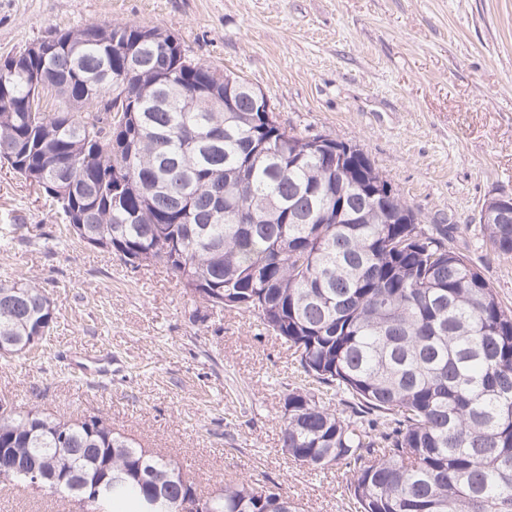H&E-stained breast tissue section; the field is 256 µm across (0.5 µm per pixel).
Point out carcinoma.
<instances>
[{
    "label": "carcinoma",
    "instance_id": "1",
    "mask_svg": "<svg viewBox=\"0 0 512 512\" xmlns=\"http://www.w3.org/2000/svg\"><path fill=\"white\" fill-rule=\"evenodd\" d=\"M112 29L116 44L97 40ZM152 42L144 41L147 35ZM58 49L0 85V162L51 198L76 237L135 268L153 256L206 303L254 313L298 355L319 393L284 398L282 448L323 471L353 467L357 512H512V310L453 247L447 229L401 224L368 188L383 175L362 151L290 132L246 79L189 58L156 27L95 22L55 33ZM148 70L125 100L92 115L46 110L28 76L74 100L111 99L123 49ZM221 82L224 104L196 100ZM64 180L63 202L52 185ZM90 224L79 223L86 206ZM512 256V219L482 224ZM56 320L39 286L0 280V348L18 355ZM332 394L339 401L326 402ZM0 448L79 479L106 459L123 472L88 512H177L197 496L180 468L99 419L31 409L0 415ZM205 512H297L253 482L205 497Z\"/></svg>",
    "mask_w": 512,
    "mask_h": 512
}]
</instances>
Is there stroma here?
<instances>
[{
  "label": "stroma",
  "mask_w": 512,
  "mask_h": 512,
  "mask_svg": "<svg viewBox=\"0 0 512 512\" xmlns=\"http://www.w3.org/2000/svg\"><path fill=\"white\" fill-rule=\"evenodd\" d=\"M89 22L170 32L261 89L286 129L357 145L426 224L457 225L454 247L512 307V259L473 222L512 196V0H0V56ZM0 279L45 288L57 317L46 340L0 358L16 410L104 420L204 495L249 480L300 512H354L347 468L282 451L284 398L304 384L287 345L161 267L66 237L51 200L3 162ZM0 512L83 510L5 481Z\"/></svg>",
  "instance_id": "obj_1"
}]
</instances>
